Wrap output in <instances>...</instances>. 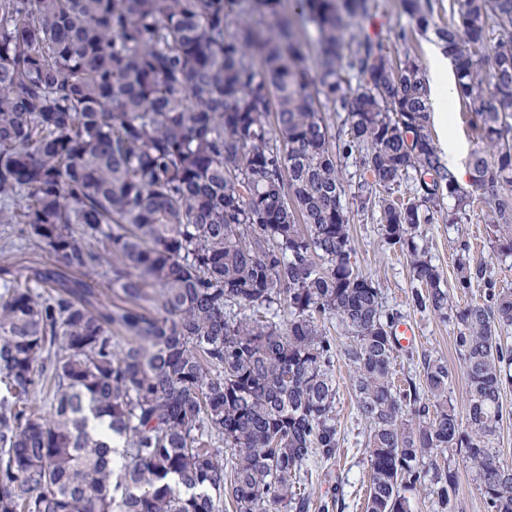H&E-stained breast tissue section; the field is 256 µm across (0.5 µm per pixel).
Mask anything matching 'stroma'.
I'll return each instance as SVG.
<instances>
[{"label":"stroma","instance_id":"35a3bbf8","mask_svg":"<svg viewBox=\"0 0 512 512\" xmlns=\"http://www.w3.org/2000/svg\"><path fill=\"white\" fill-rule=\"evenodd\" d=\"M376 3L377 7L370 16L356 18L348 28L347 42H355L360 36L368 34L372 21L377 19L381 22L377 38L392 54L401 55L408 51L416 55L419 61H426L431 46L436 43L434 34L417 32L411 41H403L400 32L409 28L410 20L403 13L400 0H376ZM349 216L353 263L380 288L384 305L400 312L404 326L414 329L416 333L411 344V356H399L394 363L396 381L407 378L421 381L424 356L442 359L452 373L448 397L456 408H463L466 379L463 360L454 346L453 324L409 306L408 298L417 282L406 257L383 241L376 216L354 206L350 207ZM460 234L471 244V259L490 267L497 289L512 291V257L498 255L488 224L476 214L456 230L444 223L426 227L424 244L435 264L440 267L446 284L454 282L455 238ZM336 384L339 388L336 413L341 425L340 449L335 460L313 467L306 489L316 500L338 495L344 503L342 512H365L366 490L370 480L366 453L367 428L358 416L345 362L336 364ZM437 461L455 467L458 472L457 512H485L477 476L472 469L463 465L461 457L442 452L438 454Z\"/></svg>","mask_w":512,"mask_h":512}]
</instances>
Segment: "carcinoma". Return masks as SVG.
<instances>
[{
  "label": "carcinoma",
  "mask_w": 512,
  "mask_h": 512,
  "mask_svg": "<svg viewBox=\"0 0 512 512\" xmlns=\"http://www.w3.org/2000/svg\"><path fill=\"white\" fill-rule=\"evenodd\" d=\"M295 2L314 74L280 0H0V512H311L309 467L339 450V358L369 427L366 512H414L417 490L456 512L457 471L436 461L454 448L486 512H512L490 448L512 293L464 238L448 292L419 244L482 204L512 256V0H449L443 26L433 0H402L454 59L479 139L465 185L417 57L345 41L374 0ZM348 165L419 283L412 307L457 327L461 411L437 359L396 384L400 314L351 262ZM21 247L56 265L13 277ZM293 0H281L280 10L292 19L300 40L303 43V51L308 58V65L311 68V72L315 73L316 67V46L315 41L317 32L312 25L305 24L298 16L293 14Z\"/></svg>",
  "instance_id": "carcinoma-1"
}]
</instances>
